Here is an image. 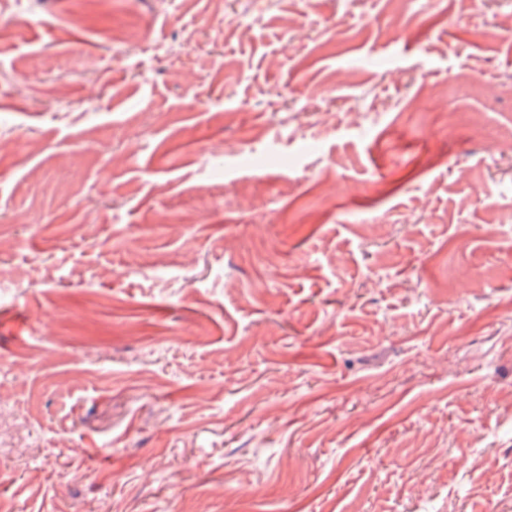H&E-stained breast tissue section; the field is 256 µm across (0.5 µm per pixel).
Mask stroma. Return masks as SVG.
I'll return each instance as SVG.
<instances>
[{
    "instance_id": "stroma-1",
    "label": "stroma",
    "mask_w": 512,
    "mask_h": 512,
    "mask_svg": "<svg viewBox=\"0 0 512 512\" xmlns=\"http://www.w3.org/2000/svg\"><path fill=\"white\" fill-rule=\"evenodd\" d=\"M0 227V512H512V0H0Z\"/></svg>"
}]
</instances>
